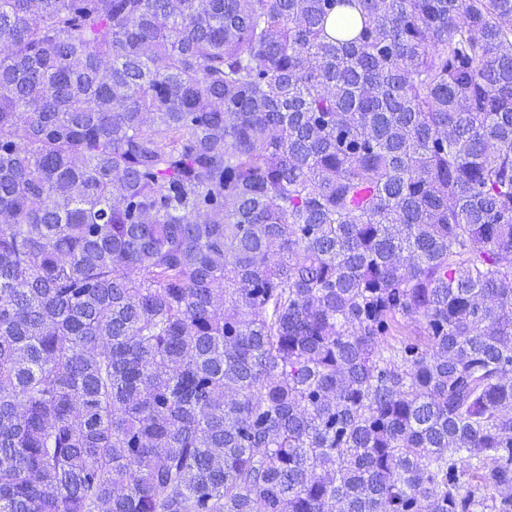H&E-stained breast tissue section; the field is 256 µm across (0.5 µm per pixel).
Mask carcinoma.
<instances>
[{
	"label": "carcinoma",
	"mask_w": 512,
	"mask_h": 512,
	"mask_svg": "<svg viewBox=\"0 0 512 512\" xmlns=\"http://www.w3.org/2000/svg\"><path fill=\"white\" fill-rule=\"evenodd\" d=\"M0 512H512V0H0Z\"/></svg>",
	"instance_id": "obj_1"
}]
</instances>
